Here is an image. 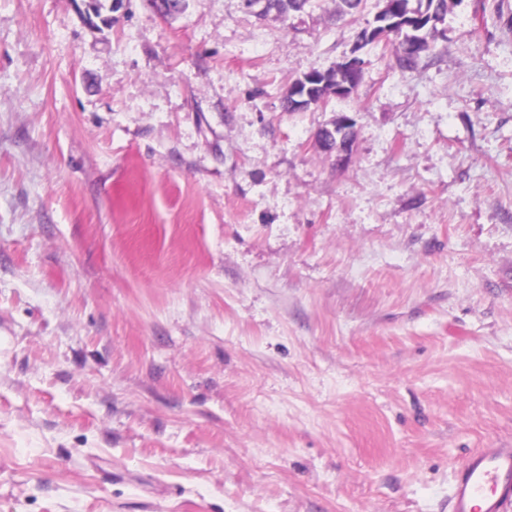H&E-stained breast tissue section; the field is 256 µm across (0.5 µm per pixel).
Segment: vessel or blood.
I'll use <instances>...</instances> for the list:
<instances>
[{
    "mask_svg": "<svg viewBox=\"0 0 512 512\" xmlns=\"http://www.w3.org/2000/svg\"><path fill=\"white\" fill-rule=\"evenodd\" d=\"M448 512H512V447L478 449L455 467Z\"/></svg>",
    "mask_w": 512,
    "mask_h": 512,
    "instance_id": "b4317fda",
    "label": "vessel or blood"
}]
</instances>
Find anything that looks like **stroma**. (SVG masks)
Returning a JSON list of instances; mask_svg holds the SVG:
<instances>
[{
    "label": "stroma",
    "mask_w": 512,
    "mask_h": 512,
    "mask_svg": "<svg viewBox=\"0 0 512 512\" xmlns=\"http://www.w3.org/2000/svg\"><path fill=\"white\" fill-rule=\"evenodd\" d=\"M88 3L0 0V512H448L512 445V0L301 112L383 0Z\"/></svg>",
    "instance_id": "1"
}]
</instances>
